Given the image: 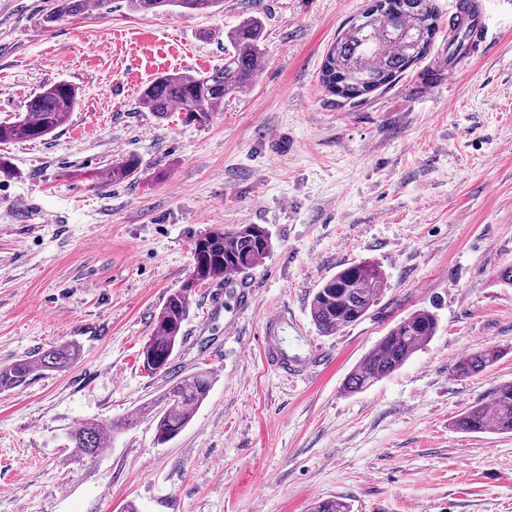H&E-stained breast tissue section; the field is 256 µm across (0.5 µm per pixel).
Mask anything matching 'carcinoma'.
<instances>
[{
	"mask_svg": "<svg viewBox=\"0 0 512 512\" xmlns=\"http://www.w3.org/2000/svg\"><path fill=\"white\" fill-rule=\"evenodd\" d=\"M107 0H55L43 18L50 25L65 17L82 14ZM138 12L161 8L183 13L224 8V0H126ZM439 28L435 0H373L351 21L329 49L320 80L333 96L352 102L386 87L427 54ZM263 20L249 16L227 31L224 65L204 73L165 72L145 85L140 103L160 120L170 113L185 115V122L204 125L224 103L250 88L262 57ZM78 102L77 89L65 82L53 83L30 98L26 111L13 121L0 122V143L35 141L63 127ZM139 166L135 158L113 165L107 173L112 182L124 180ZM256 224H242L231 231L212 230L194 242L196 258L191 271L206 284L229 273L247 272L261 265L273 248L271 234L260 236ZM387 288V277L373 262L346 267L327 279L314 293L310 317L323 336L358 322ZM191 294L179 288L167 297L158 313L152 336L142 348L143 369L156 373L168 369L182 341L183 323L189 316ZM438 330L436 315L419 309L402 319L383 336L350 372L346 389L365 390L397 371ZM80 356L79 346L64 344L37 352L0 367V391L11 390L44 371H65ZM500 351L486 347L471 353L455 365L453 372L470 377L494 365ZM212 387L209 372L199 371L171 385L162 397L123 420L81 422L70 432L69 441L80 456L94 457L125 426L143 415L155 422V440L166 443L190 423L194 411L208 398ZM454 426L466 433H512V382L494 386L481 401L467 407ZM309 512H350L338 499L313 502Z\"/></svg>",
	"mask_w": 512,
	"mask_h": 512,
	"instance_id": "carcinoma-1",
	"label": "carcinoma"
}]
</instances>
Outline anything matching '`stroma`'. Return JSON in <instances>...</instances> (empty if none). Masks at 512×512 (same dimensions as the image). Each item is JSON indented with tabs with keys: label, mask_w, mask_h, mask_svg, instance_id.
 <instances>
[{
	"label": "stroma",
	"mask_w": 512,
	"mask_h": 512,
	"mask_svg": "<svg viewBox=\"0 0 512 512\" xmlns=\"http://www.w3.org/2000/svg\"><path fill=\"white\" fill-rule=\"evenodd\" d=\"M369 0H224L222 11L109 0L53 25L54 0H0V121L64 80L79 104L44 139L0 144V366L65 342L81 356L0 391V512H512V434L453 422L512 381V0H483L490 51L448 71L455 0H436L424 59L355 103L322 87L326 54ZM265 20L251 88L198 126L139 103L162 72L224 64V35ZM137 172L112 183V164ZM272 234L245 289L191 295L165 373L140 352L201 235ZM377 262L388 286L361 321L318 335L312 296ZM439 330L399 370L344 389L351 369L419 309ZM501 350L466 379L455 362ZM207 400L166 444L137 420L94 458L69 431L132 415L195 371Z\"/></svg>",
	"instance_id": "stroma-1"
}]
</instances>
